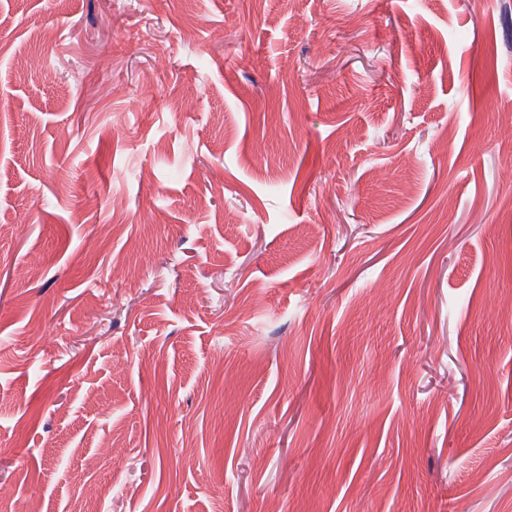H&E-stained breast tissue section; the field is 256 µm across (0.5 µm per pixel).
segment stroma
I'll list each match as a JSON object with an SVG mask.
<instances>
[{"label":"stroma","mask_w":512,"mask_h":512,"mask_svg":"<svg viewBox=\"0 0 512 512\" xmlns=\"http://www.w3.org/2000/svg\"><path fill=\"white\" fill-rule=\"evenodd\" d=\"M510 113L512 0H0V487L512 512Z\"/></svg>","instance_id":"stroma-1"}]
</instances>
